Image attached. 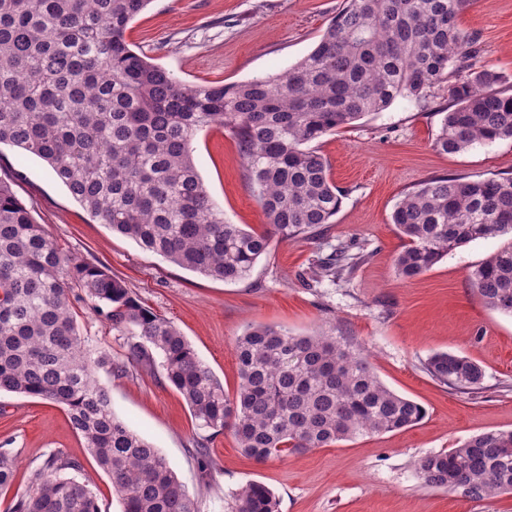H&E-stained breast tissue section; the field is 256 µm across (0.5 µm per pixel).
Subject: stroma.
Masks as SVG:
<instances>
[{
  "mask_svg": "<svg viewBox=\"0 0 512 512\" xmlns=\"http://www.w3.org/2000/svg\"><path fill=\"white\" fill-rule=\"evenodd\" d=\"M342 0H151L129 25L132 49L196 85L242 82L286 73L316 45ZM459 25L481 46L479 64L512 86V0H474ZM448 92L428 105L397 98L315 141L332 182L342 192L333 224L318 236L272 237L270 249L239 282L199 275L141 248L94 220L34 155L0 145V171L10 174L17 197L64 251L126 282L151 311L173 321L225 391H234V343L251 324L295 334L319 329L360 343L378 376L398 394L420 403L415 427L290 453L263 463L245 457L231 433L214 436L210 466L201 468L193 439L198 426L184 398L162 375L132 369L121 379L101 374L112 410L171 462L198 512H232L244 484L268 486L279 512H512V494L468 500L423 487L414 464L458 447L487 431L512 430V317L487 307L471 285V272L502 246L503 235L471 242L431 270L398 277L395 258L406 240L392 222L404 193L423 180L454 175L470 180L512 176V142L478 144L444 154L434 147ZM199 174L224 217L258 232L266 217L257 201L234 137L212 128L194 142ZM365 260L344 280H320V258L338 244ZM79 328L91 346L123 356L124 339L89 302L75 300ZM470 358L484 372L481 389L463 394L424 369L435 352ZM0 448L16 457L12 486L0 493V512L50 452L82 463L102 512H121L109 477L73 429L67 413L38 398L0 392Z\"/></svg>",
  "mask_w": 512,
  "mask_h": 512,
  "instance_id": "35a3bbf8",
  "label": "stroma"
}]
</instances>
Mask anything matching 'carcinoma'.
<instances>
[{
  "label": "carcinoma",
  "instance_id": "cac0c4a2",
  "mask_svg": "<svg viewBox=\"0 0 512 512\" xmlns=\"http://www.w3.org/2000/svg\"><path fill=\"white\" fill-rule=\"evenodd\" d=\"M150 2L0 0V144L43 160L92 217L184 269L240 281L271 236L306 237L333 223L341 194L311 144L398 97L426 105L448 84L435 141L444 153L512 140V93L477 64L478 40L459 25L473 0H344L287 73L216 85H190L130 47L128 25ZM213 127L237 141L268 220L263 233L224 219L198 173L193 142ZM392 221L407 239L396 272L414 278L463 245L512 235V176L430 177L400 199ZM363 261L340 245L315 275L348 278ZM470 280L489 308L512 316V242ZM77 289L125 336L123 358L82 336ZM235 354L230 394L172 321L123 280L73 261L0 177V391L62 407L122 512L198 510L166 457L114 414L100 369L123 378L132 367H161L199 428L230 432L259 463L410 428L425 416L379 379L358 345L331 331L251 325ZM425 369L463 392L483 379L479 365L448 352L433 354ZM15 468L0 448V492ZM81 468L49 454L12 512H101L89 484L70 475ZM415 470L424 485L471 500L512 494V430L471 436L418 459ZM235 512H278V500L249 482Z\"/></svg>",
  "mask_w": 512,
  "mask_h": 512
}]
</instances>
